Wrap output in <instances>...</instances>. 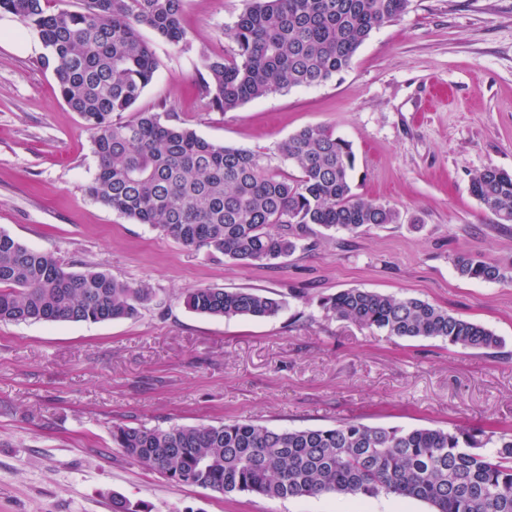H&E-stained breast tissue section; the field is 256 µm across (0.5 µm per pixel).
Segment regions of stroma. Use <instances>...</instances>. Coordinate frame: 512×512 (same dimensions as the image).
Returning a JSON list of instances; mask_svg holds the SVG:
<instances>
[{"label":"stroma","mask_w":512,"mask_h":512,"mask_svg":"<svg viewBox=\"0 0 512 512\" xmlns=\"http://www.w3.org/2000/svg\"><path fill=\"white\" fill-rule=\"evenodd\" d=\"M245 7L185 0L187 52L144 30L158 67L137 109H172L206 140L283 171L282 140L331 128L353 147L356 193L401 221L356 234L317 227L309 248L247 264L112 211L87 194L92 134L42 66L41 41L0 12V230L68 270L97 267L151 290L130 319L0 322V512H112L116 494L152 512H431L391 496L280 500L177 484L113 448L112 428L512 429V283L455 268L465 255L512 262V224L469 189L485 167L512 173V0H410L326 83L204 108L201 56H232ZM194 288L250 289L281 308L215 318L186 307ZM352 288L427 301L501 344L469 350L327 316L321 298Z\"/></svg>","instance_id":"1"}]
</instances>
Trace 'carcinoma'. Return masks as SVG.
Returning <instances> with one entry per match:
<instances>
[{"label": "carcinoma", "instance_id": "carcinoma-1", "mask_svg": "<svg viewBox=\"0 0 512 512\" xmlns=\"http://www.w3.org/2000/svg\"><path fill=\"white\" fill-rule=\"evenodd\" d=\"M47 0H0V11L37 34L65 104L93 133L96 202L209 255L243 263L287 258L311 226L349 234L400 222L393 207L354 192L349 142L320 125L288 136L278 152L291 171L210 142L172 110L134 111L157 62L141 30L178 50L192 48L184 0H83L80 10ZM410 0H249L231 32L235 55H202L198 92L221 112L293 87L318 86L350 68L373 32ZM130 113L123 118L124 113ZM471 194L498 223L512 224V174L486 167ZM466 279L512 283V263L459 257ZM150 289L100 269L74 272L0 231V322L99 323L129 319ZM189 309L209 316L269 317L273 297L252 290L195 288ZM320 306L333 317L400 338H440L491 350L483 326L414 297L358 288ZM113 447L178 484L269 499L395 496L432 512H512V430L405 429L359 421L330 428L272 429L245 421L145 428L115 426Z\"/></svg>", "mask_w": 512, "mask_h": 512}]
</instances>
